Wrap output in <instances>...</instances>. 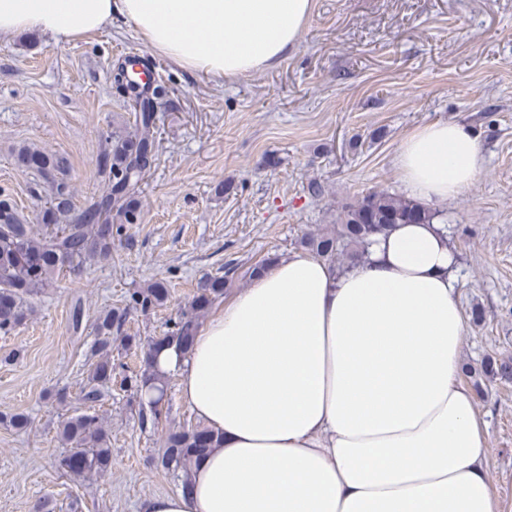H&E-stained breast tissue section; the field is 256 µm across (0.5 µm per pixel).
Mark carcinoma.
Here are the masks:
<instances>
[{
	"mask_svg": "<svg viewBox=\"0 0 512 512\" xmlns=\"http://www.w3.org/2000/svg\"><path fill=\"white\" fill-rule=\"evenodd\" d=\"M113 82L122 83L130 93L133 120L112 133V148L97 159L99 174L106 190L80 213H72L66 186L59 184L50 206L41 214L45 234L37 236L20 222L12 210L0 204V333L6 335L21 325L32 309L27 300L51 286L54 278L68 270L85 267L94 261L112 258L116 238L123 237L129 225L139 218L137 190L140 181L157 155L158 103L148 89L135 87L125 65L113 70ZM17 162L27 169L41 172L60 171L67 160L49 155L35 145L17 149ZM439 214L421 202L388 192H368L344 214L342 223L329 233L309 235L304 246L315 257L335 266L361 261L368 246L378 236L387 235L397 224H430ZM272 258L250 266L243 272L249 277L262 272ZM241 266L230 262L221 275H204L187 308L171 322L165 335L146 344L135 336L121 333L128 314L134 310L143 316L154 313L169 299L165 281L155 280L126 296L122 310L108 311L97 318L93 330L97 339L86 354L88 375L81 387L79 401L84 411L59 423L58 437L66 445L60 459L65 472L81 477L104 472L112 458L111 440L99 409L112 389V342L120 341L130 349L141 348L140 370L122 378L121 386L140 399V429L155 428L162 416V400L168 391V376L153 362L158 351L173 347L182 352L191 348L198 320L212 304L224 296V286L243 274ZM481 389V378L512 382V358L488 356L480 368H463ZM218 436L201 424H188L169 431L164 438L161 467L182 472L181 488H186L190 467L211 448Z\"/></svg>",
	"mask_w": 512,
	"mask_h": 512,
	"instance_id": "cac0c4a2",
	"label": "carcinoma"
}]
</instances>
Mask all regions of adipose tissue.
<instances>
[{
	"label": "adipose tissue",
	"mask_w": 512,
	"mask_h": 512,
	"mask_svg": "<svg viewBox=\"0 0 512 512\" xmlns=\"http://www.w3.org/2000/svg\"><path fill=\"white\" fill-rule=\"evenodd\" d=\"M313 0H0V34L67 43L131 23L184 71L233 78L295 48ZM482 157L465 124L402 139L414 198L446 203ZM440 222L399 224L337 270L274 260L198 329L162 351L183 399L219 437L188 491L144 512H496L474 393L460 384L465 323Z\"/></svg>",
	"instance_id": "obj_1"
}]
</instances>
